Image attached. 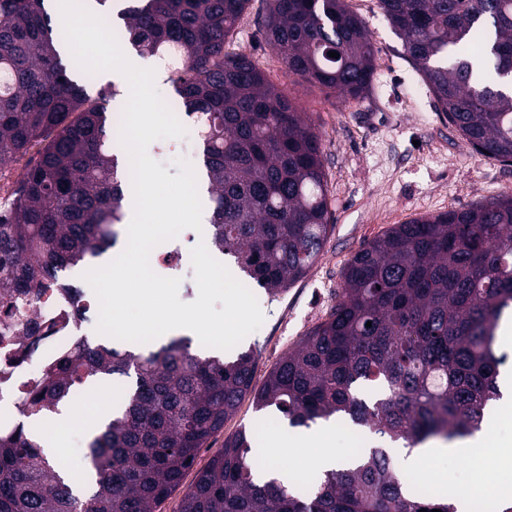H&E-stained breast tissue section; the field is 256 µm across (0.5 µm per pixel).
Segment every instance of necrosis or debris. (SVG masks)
I'll list each match as a JSON object with an SVG mask.
<instances>
[{
  "mask_svg": "<svg viewBox=\"0 0 512 512\" xmlns=\"http://www.w3.org/2000/svg\"><path fill=\"white\" fill-rule=\"evenodd\" d=\"M82 324L59 289L33 297L18 313L0 306V335L11 339L8 349L0 348L1 431L14 426L23 389L57 364Z\"/></svg>",
  "mask_w": 512,
  "mask_h": 512,
  "instance_id": "4bbe7bcc",
  "label": "necrosis or debris"
}]
</instances>
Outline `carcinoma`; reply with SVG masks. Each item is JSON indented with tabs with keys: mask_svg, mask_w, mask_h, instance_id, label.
<instances>
[{
	"mask_svg": "<svg viewBox=\"0 0 512 512\" xmlns=\"http://www.w3.org/2000/svg\"><path fill=\"white\" fill-rule=\"evenodd\" d=\"M250 0H133L119 11L143 54L166 58L185 112L200 124L211 201L210 250L250 288L277 297L318 262L330 203L321 138L253 60L226 51ZM437 108L475 150L512 162V0H379ZM266 41L286 72L344 99L372 85L375 47L344 0H267ZM45 0H0V169L40 144L0 205V292L65 288L112 250L126 224L129 169L110 150L112 110L75 58ZM335 51L339 57L331 58ZM512 314V195L394 224L343 273L329 317L252 387L254 351L231 360L172 338L146 353L79 338L22 398L28 418L52 413L96 376L135 378L121 408L86 443L88 490L61 476L35 427L0 433V512H156L242 400L294 427L333 416L415 447L479 430L507 354L496 344ZM245 431L200 471L181 512H456L452 497L412 492L389 450L327 471L299 496L257 482Z\"/></svg>",
	"mask_w": 512,
	"mask_h": 512,
	"instance_id": "cac0c4a2",
	"label": "carcinoma"
}]
</instances>
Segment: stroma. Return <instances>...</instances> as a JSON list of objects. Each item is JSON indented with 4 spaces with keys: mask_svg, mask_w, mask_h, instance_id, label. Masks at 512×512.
<instances>
[{
    "mask_svg": "<svg viewBox=\"0 0 512 512\" xmlns=\"http://www.w3.org/2000/svg\"><path fill=\"white\" fill-rule=\"evenodd\" d=\"M345 3L363 19L377 49L371 89L361 100L346 102L288 76L261 32L266 0H251L228 46L229 52L252 56L301 111L311 114L321 136L333 224L322 256L303 280L276 298L259 288L254 291L265 321L237 349L254 350L257 388L307 332L328 318L344 269L364 244L395 224L512 195V163L473 149L437 112L432 93L405 57L378 0ZM346 427V422H337L321 449L292 448L271 463L293 468L297 488L307 489L317 452L355 455L379 440L369 432L353 437ZM252 428L257 448L263 449L289 425L285 419L266 417L251 399H244L186 470L184 485L194 483L198 472L223 450L225 439Z\"/></svg>",
    "mask_w": 512,
    "mask_h": 512,
    "instance_id": "35a3bbf8",
    "label": "stroma"
}]
</instances>
